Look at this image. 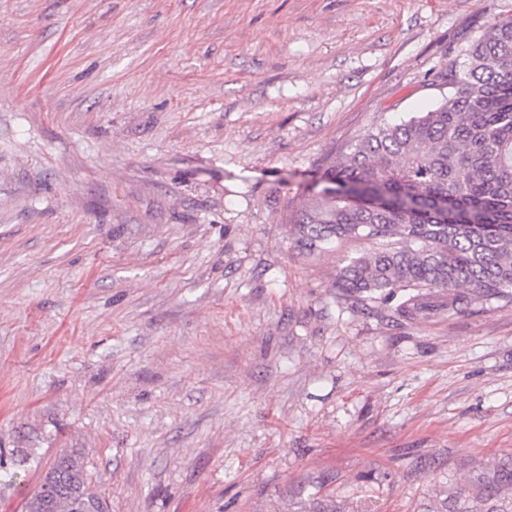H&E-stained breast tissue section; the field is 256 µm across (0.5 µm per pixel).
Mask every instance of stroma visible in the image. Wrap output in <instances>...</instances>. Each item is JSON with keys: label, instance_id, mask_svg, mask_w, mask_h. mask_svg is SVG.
<instances>
[{"label": "stroma", "instance_id": "35a3bbf8", "mask_svg": "<svg viewBox=\"0 0 512 512\" xmlns=\"http://www.w3.org/2000/svg\"><path fill=\"white\" fill-rule=\"evenodd\" d=\"M512 0H0V512H428L512 453V305L418 323L284 218ZM27 512H108L105 499L90 489L84 463L62 452L48 468L26 505Z\"/></svg>", "mask_w": 512, "mask_h": 512}]
</instances>
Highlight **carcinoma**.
I'll return each mask as SVG.
<instances>
[{
  "label": "carcinoma",
  "mask_w": 512,
  "mask_h": 512,
  "mask_svg": "<svg viewBox=\"0 0 512 512\" xmlns=\"http://www.w3.org/2000/svg\"><path fill=\"white\" fill-rule=\"evenodd\" d=\"M287 221L313 256L349 239L336 298L380 303L408 321L512 305V18L493 23L448 69V94L399 123L373 125L318 169ZM27 512H108L84 463L63 452ZM444 512H512V456L468 478Z\"/></svg>",
  "instance_id": "cac0c4a2"
}]
</instances>
